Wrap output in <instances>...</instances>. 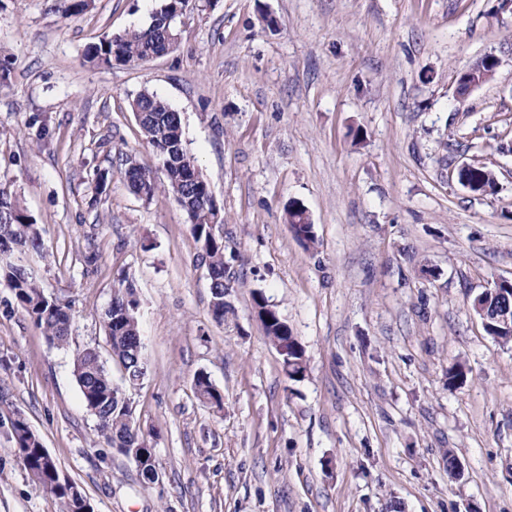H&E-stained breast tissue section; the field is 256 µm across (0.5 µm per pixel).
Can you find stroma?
<instances>
[{
  "mask_svg": "<svg viewBox=\"0 0 512 512\" xmlns=\"http://www.w3.org/2000/svg\"><path fill=\"white\" fill-rule=\"evenodd\" d=\"M158 4L94 0L68 18L56 0H0V186L41 229L26 264L73 317L56 347L0 281V512L61 510L16 450L19 417L93 512H512V344L470 306L512 279V5L201 0L168 53L85 62ZM487 54L495 75L457 102L458 73ZM145 90L180 114L224 215V322L186 212L125 181L128 156L165 178L130 107ZM464 164L492 167L495 193L467 192ZM292 202L313 248L290 230ZM124 281L148 361L129 398L151 484L107 445L72 374L93 346L121 380L102 314ZM257 294L303 345L302 381ZM457 361L468 378L452 388ZM200 372L223 408L197 397ZM254 305L256 309H259L258 318L269 341L276 346L288 340V360L282 355V367L289 380L301 381L308 369L307 358L301 343L295 336H292L288 325L282 320L278 311L267 304L263 295L254 297ZM268 318H271L272 323H268Z\"/></svg>",
  "mask_w": 512,
  "mask_h": 512,
  "instance_id": "35a3bbf8",
  "label": "stroma"
}]
</instances>
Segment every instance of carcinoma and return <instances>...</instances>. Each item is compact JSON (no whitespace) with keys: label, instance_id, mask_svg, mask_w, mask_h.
Instances as JSON below:
<instances>
[{"label":"carcinoma","instance_id":"carcinoma-1","mask_svg":"<svg viewBox=\"0 0 512 512\" xmlns=\"http://www.w3.org/2000/svg\"><path fill=\"white\" fill-rule=\"evenodd\" d=\"M61 2L62 13L71 18L86 11L93 0ZM167 45L172 47L176 42L168 41L164 18L154 13L144 27L128 29L88 45L85 58L96 66L110 65L114 59L123 63L146 61ZM131 109L144 113L139 124L141 132L156 154L165 156L167 165L164 166L166 182L159 183L153 177H143V167L130 158L126 159L125 178L128 186L133 193L148 198L160 191L167 192L184 205L210 279L212 315L215 321L222 323L224 316L232 312V307L224 302V238L216 235L213 224L209 223L211 217L218 224L224 223L221 208L216 205L208 181L202 173L194 171L195 159L186 148L180 114L164 99L149 91L141 92L132 101ZM494 173L495 170L489 166H475L461 173L464 180L462 186L473 195L490 194L497 187V183L490 179ZM0 250L12 254L43 253L38 225L4 190L0 191ZM0 280L7 283L17 305L44 331L51 343L69 345L72 321L67 307L44 293L30 269L18 263L1 265ZM473 300L487 303L489 307L503 312L512 306V291L503 285L493 292H481ZM254 305L269 341L274 345L288 342V358L282 360L288 379L294 382L302 380L308 362L301 343L292 336L278 311L270 307L263 296L254 297ZM138 307L139 300L132 284L128 283L125 291L119 292L105 311L112 357L128 374L136 372L140 366L135 351L144 350L137 318ZM488 334L505 344L512 342V326L507 323H490ZM73 375L83 403L96 417L107 444L123 453L137 447L141 435L136 429L133 408L127 398V391L132 388L130 379L119 384L113 382L104 362L90 347L75 351ZM195 391L198 398L218 408L223 406V396L207 374L201 372L196 376ZM13 431L18 453L35 483L62 502L67 499L75 502L80 500L83 496L81 490L75 483L64 480L56 464L45 457L41 440L23 418L13 422Z\"/></svg>","mask_w":512,"mask_h":512}]
</instances>
